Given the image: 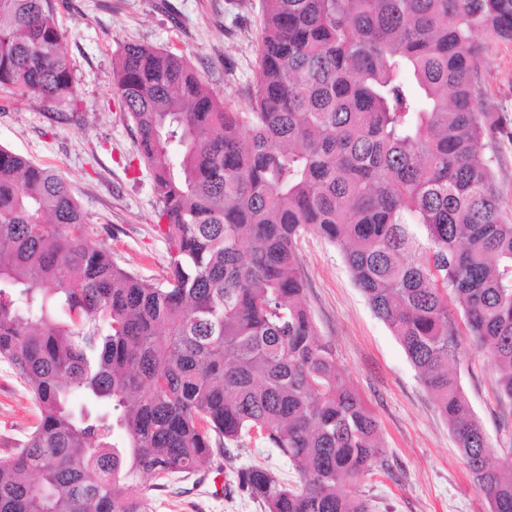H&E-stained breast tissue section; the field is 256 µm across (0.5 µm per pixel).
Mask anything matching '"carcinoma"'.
Wrapping results in <instances>:
<instances>
[{"label":"carcinoma","instance_id":"obj_1","mask_svg":"<svg viewBox=\"0 0 512 512\" xmlns=\"http://www.w3.org/2000/svg\"><path fill=\"white\" fill-rule=\"evenodd\" d=\"M512 0H264L246 104L184 56L123 48L114 95L136 130L171 251L151 283L92 240L69 182L0 146V363L38 417L0 456V512H151V484L259 434L289 485L236 473L262 512H371L379 423L303 301L298 245L339 247L448 420L490 512L512 479L454 375L486 351L512 414V214L483 141L509 134L478 89ZM54 0H0V88L73 94Z\"/></svg>","mask_w":512,"mask_h":512}]
</instances>
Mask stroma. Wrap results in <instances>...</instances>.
<instances>
[{
  "label": "stroma",
  "instance_id": "stroma-1",
  "mask_svg": "<svg viewBox=\"0 0 512 512\" xmlns=\"http://www.w3.org/2000/svg\"><path fill=\"white\" fill-rule=\"evenodd\" d=\"M74 78L72 103L59 107L0 89V145L67 180L88 214L99 245L120 267L152 282L167 273L152 177L140 162L134 128L112 89L123 45L144 43L183 55L225 101L244 106L258 66L262 0H56ZM480 87L487 111L512 118V43L486 44ZM299 260L305 303L320 338L336 352L350 387L379 422L384 465L361 489L372 512H489L403 348L356 287L338 247L305 235ZM489 440V452L512 463V419L495 397L484 353L465 343L455 367ZM36 419L21 381L0 364V455ZM256 464L285 482L296 475L276 449L254 441L214 458L196 475L172 477L151 494L152 512H261L238 491L236 471Z\"/></svg>",
  "mask_w": 512,
  "mask_h": 512
}]
</instances>
